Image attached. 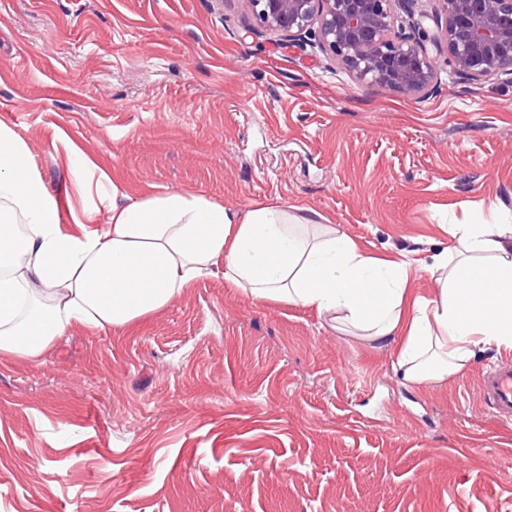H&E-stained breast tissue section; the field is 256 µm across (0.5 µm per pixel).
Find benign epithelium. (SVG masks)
<instances>
[{"label":"benign epithelium","mask_w":512,"mask_h":512,"mask_svg":"<svg viewBox=\"0 0 512 512\" xmlns=\"http://www.w3.org/2000/svg\"><path fill=\"white\" fill-rule=\"evenodd\" d=\"M247 35L318 49L359 81L432 93L436 63L473 83L512 79V0H247Z\"/></svg>","instance_id":"obj_1"}]
</instances>
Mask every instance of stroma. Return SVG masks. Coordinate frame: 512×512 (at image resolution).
Masks as SVG:
<instances>
[{
    "instance_id": "1",
    "label": "stroma",
    "mask_w": 512,
    "mask_h": 512,
    "mask_svg": "<svg viewBox=\"0 0 512 512\" xmlns=\"http://www.w3.org/2000/svg\"><path fill=\"white\" fill-rule=\"evenodd\" d=\"M248 20L245 0H0V123L63 232L104 229L116 191L277 204L416 263L451 225L512 222V81L410 97ZM395 354L219 272L130 329L73 326L0 360V512H512V424L478 395L498 355L415 389Z\"/></svg>"
}]
</instances>
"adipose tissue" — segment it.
I'll return each mask as SVG.
<instances>
[{"label": "adipose tissue", "mask_w": 512, "mask_h": 512, "mask_svg": "<svg viewBox=\"0 0 512 512\" xmlns=\"http://www.w3.org/2000/svg\"><path fill=\"white\" fill-rule=\"evenodd\" d=\"M51 192L14 131L0 124V358L40 359L73 324L127 328L199 277L261 302L312 307L369 343L393 338V368L421 388L465 371L478 353L512 355V224H462L408 286L406 255L360 251L334 225L275 204L237 216L201 195L166 192L113 203L101 231L60 229Z\"/></svg>", "instance_id": "1"}]
</instances>
